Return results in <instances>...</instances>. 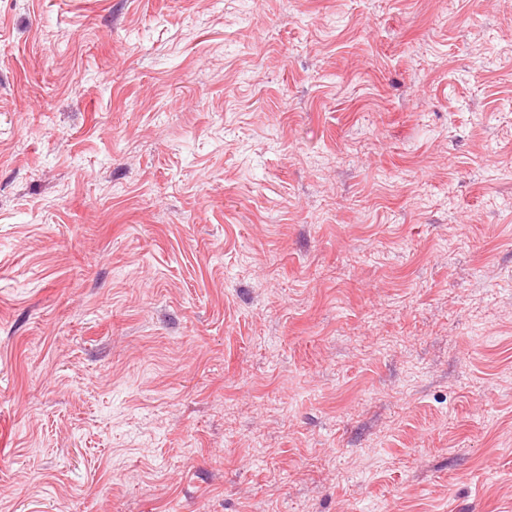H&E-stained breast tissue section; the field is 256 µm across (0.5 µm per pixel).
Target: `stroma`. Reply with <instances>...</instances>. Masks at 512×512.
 <instances>
[{
    "label": "stroma",
    "instance_id": "stroma-1",
    "mask_svg": "<svg viewBox=\"0 0 512 512\" xmlns=\"http://www.w3.org/2000/svg\"><path fill=\"white\" fill-rule=\"evenodd\" d=\"M0 512H512V0H0Z\"/></svg>",
    "mask_w": 512,
    "mask_h": 512
}]
</instances>
